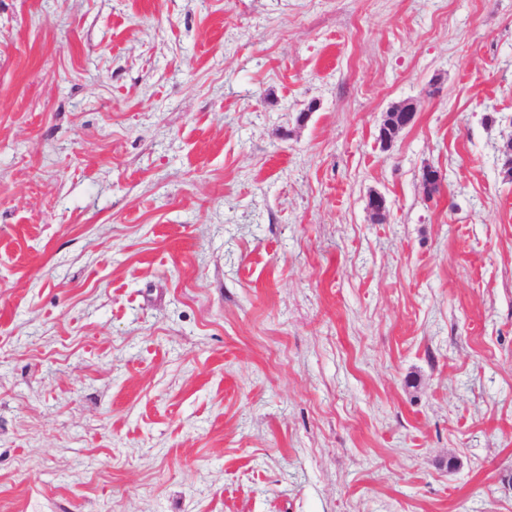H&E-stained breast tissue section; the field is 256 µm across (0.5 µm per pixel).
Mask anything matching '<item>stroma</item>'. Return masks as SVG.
<instances>
[{
	"label": "stroma",
	"instance_id": "1",
	"mask_svg": "<svg viewBox=\"0 0 512 512\" xmlns=\"http://www.w3.org/2000/svg\"><path fill=\"white\" fill-rule=\"evenodd\" d=\"M511 147L512 0H0V512H512Z\"/></svg>",
	"mask_w": 512,
	"mask_h": 512
}]
</instances>
